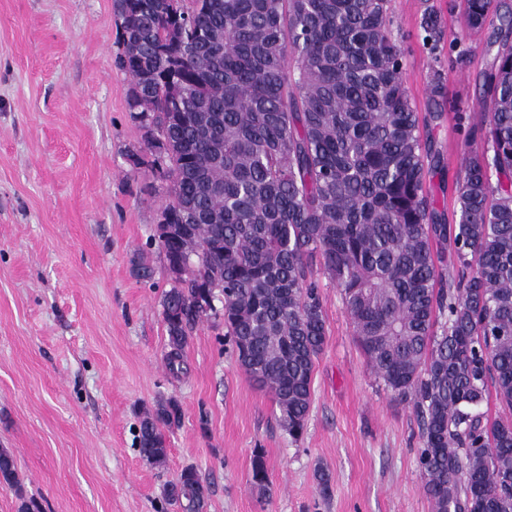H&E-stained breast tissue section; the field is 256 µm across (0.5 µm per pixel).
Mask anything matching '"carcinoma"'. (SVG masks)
Here are the masks:
<instances>
[{
    "instance_id": "1",
    "label": "carcinoma",
    "mask_w": 512,
    "mask_h": 512,
    "mask_svg": "<svg viewBox=\"0 0 512 512\" xmlns=\"http://www.w3.org/2000/svg\"><path fill=\"white\" fill-rule=\"evenodd\" d=\"M389 0H115L128 105L146 114L147 160L166 182L165 260L193 258L163 295L167 362L182 371L197 325L222 316L238 361L273 396L293 437L305 427L326 338L313 268L336 284L366 362L411 404L433 512H512V5L463 0L464 37L498 25L469 125L452 221L426 187L438 166L403 83ZM431 49L442 30L428 9ZM224 295L206 310L204 286ZM501 413L481 411L490 391ZM169 400L140 422L143 460L166 456ZM251 484L264 496L262 452ZM0 486L17 488L0 448ZM207 512L193 466L164 489Z\"/></svg>"
}]
</instances>
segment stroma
Instances as JSON below:
<instances>
[{"label":"stroma","mask_w":512,"mask_h":512,"mask_svg":"<svg viewBox=\"0 0 512 512\" xmlns=\"http://www.w3.org/2000/svg\"><path fill=\"white\" fill-rule=\"evenodd\" d=\"M390 5L410 99L417 111L443 112L431 137L445 166L428 184L451 207L466 140L452 115L479 108L488 36H471L460 57L448 48L460 0ZM429 5L445 40L435 54L418 37ZM120 23L114 0H0V448L16 461L21 493L43 512H172L164 487L193 466L211 485L208 512H432L413 409L368 369L324 275L327 336L300 438L280 425L214 319L190 338L185 370L170 371V278L151 243L165 183L130 161L145 150L144 131L116 64ZM142 258L151 280L135 275ZM171 399L182 419L153 466L136 445L139 421ZM258 450L264 497L250 483Z\"/></svg>","instance_id":"1"}]
</instances>
